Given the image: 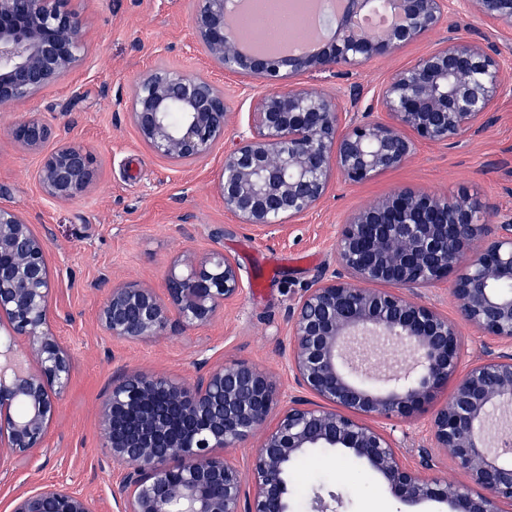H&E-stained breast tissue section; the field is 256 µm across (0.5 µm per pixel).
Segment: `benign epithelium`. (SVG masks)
Here are the masks:
<instances>
[{"mask_svg":"<svg viewBox=\"0 0 512 512\" xmlns=\"http://www.w3.org/2000/svg\"><path fill=\"white\" fill-rule=\"evenodd\" d=\"M461 13L512 29V0H389L398 22L370 35L359 18L369 0H341L336 29L320 51L272 57L247 49L236 27L239 0H197L196 44L213 68L264 83L248 129L224 151L216 182L224 209L269 232L313 210L338 175L363 183L404 165L417 145H451L484 132L512 70L496 46L460 28ZM67 0H0V111L56 86L84 60L83 19ZM448 37L394 72L374 94L384 117L344 112L339 97L285 85L313 70L348 72L386 58L436 29ZM128 118L158 156L179 164L206 156L234 113L210 77L169 67L139 75ZM18 145L40 157L37 183L55 202L77 200L96 180L95 160L79 144L47 151L54 129L32 115L13 128ZM468 194L439 197L397 189L352 213L336 233L333 267L303 290L281 347L293 390L278 393L273 374L245 361L203 362L190 379L121 369L100 406L102 447L123 467L112 485L114 512H291L293 465L314 450L359 461L407 506L436 502L450 512H512V220L494 221ZM48 235L0 204V471L42 448L69 385L70 354L51 321L54 279ZM454 276L461 318L498 348L460 371L455 321L416 290ZM388 284V289H376ZM244 284L222 250L173 262L165 296L136 282L111 285L98 310L106 335L150 342L209 322ZM24 336L28 348L13 351ZM374 339L410 360L385 385L369 381ZM455 379L448 401L428 419L431 446L422 467L405 466L391 436L371 419L412 420ZM320 402H312L309 397ZM258 436L246 481L225 453ZM450 458L470 484L429 474L432 452ZM340 497L317 492L312 512H336ZM11 512H96L95 501L64 484L31 488Z\"/></svg>","mask_w":512,"mask_h":512,"instance_id":"1","label":"benign epithelium"}]
</instances>
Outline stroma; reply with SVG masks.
<instances>
[{
	"label": "stroma",
	"mask_w": 512,
	"mask_h": 512,
	"mask_svg": "<svg viewBox=\"0 0 512 512\" xmlns=\"http://www.w3.org/2000/svg\"><path fill=\"white\" fill-rule=\"evenodd\" d=\"M71 6L84 20L85 64L56 88L0 112V204L22 210L37 233L49 235L55 333L73 356L71 380L43 447L0 477V512H10L13 499L28 487L53 483L94 499L98 512H112L111 488L122 468L105 461L98 405L118 369L190 378L205 359L246 361L275 373L281 388H288L280 355L290 334L288 313L319 271L334 265L336 233L351 212L405 187L437 195L464 189L498 215L512 216L509 85L480 136L448 146L420 144L404 166L362 184L336 180L322 203L284 232L240 224L225 211L215 182L224 148L246 129L251 101L263 84L213 72L203 52H189L196 0H71ZM447 35L439 29L347 74L313 71L296 81L339 91L344 110L360 113L395 69L411 65ZM161 65L213 76L235 114L222 143L191 164L155 155L127 118L136 78ZM34 113L53 125L52 146L71 142L93 154L96 181L80 199L56 203L40 195L39 157L12 137L17 121ZM214 248L237 261L245 289L210 323L147 343L104 335L97 312L112 282L137 281L161 292L173 259ZM380 427L395 439L402 462L419 468L420 450L429 444L424 420L384 421ZM301 469L308 493L294 496L293 512H311L309 494L318 489L341 496L338 512H413L357 461L316 450Z\"/></svg>",
	"instance_id": "obj_1"
}]
</instances>
